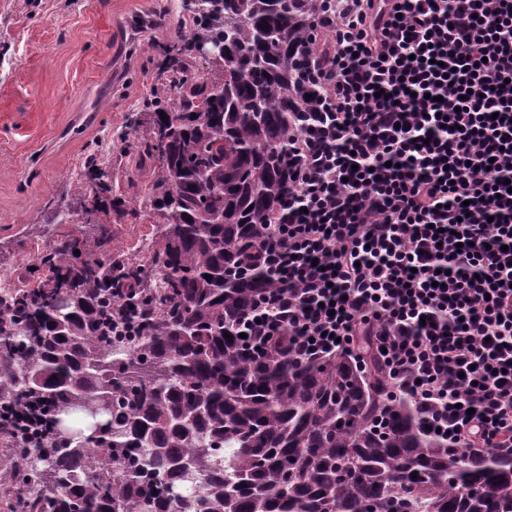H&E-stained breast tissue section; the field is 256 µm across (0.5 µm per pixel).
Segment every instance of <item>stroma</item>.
<instances>
[{
    "label": "stroma",
    "mask_w": 512,
    "mask_h": 512,
    "mask_svg": "<svg viewBox=\"0 0 512 512\" xmlns=\"http://www.w3.org/2000/svg\"><path fill=\"white\" fill-rule=\"evenodd\" d=\"M177 2L0 0V276L65 237H105L100 258L141 248L142 216H113L102 233L60 214L91 147L111 155L114 192L134 205L150 168L129 120L157 83Z\"/></svg>",
    "instance_id": "stroma-1"
}]
</instances>
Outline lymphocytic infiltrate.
Here are the masks:
<instances>
[{"label": "lymphocytic infiltrate", "mask_w": 512, "mask_h": 512, "mask_svg": "<svg viewBox=\"0 0 512 512\" xmlns=\"http://www.w3.org/2000/svg\"><path fill=\"white\" fill-rule=\"evenodd\" d=\"M321 4L246 341L376 360L449 447L512 454V0Z\"/></svg>", "instance_id": "lymphocytic-infiltrate-1"}]
</instances>
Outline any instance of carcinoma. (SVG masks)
<instances>
[{
	"mask_svg": "<svg viewBox=\"0 0 512 512\" xmlns=\"http://www.w3.org/2000/svg\"><path fill=\"white\" fill-rule=\"evenodd\" d=\"M318 7L182 0L164 81L130 124L153 166L151 242L99 258L62 239L0 295V402L55 413L20 440V475L0 462L22 487L8 512H512V456L448 450L415 405L384 400L378 370L239 337L272 285L259 253L293 192ZM204 42L222 53L199 81ZM111 167L88 152L70 215L126 213Z\"/></svg>",
	"mask_w": 512,
	"mask_h": 512,
	"instance_id": "carcinoma-1",
	"label": "carcinoma"
}]
</instances>
